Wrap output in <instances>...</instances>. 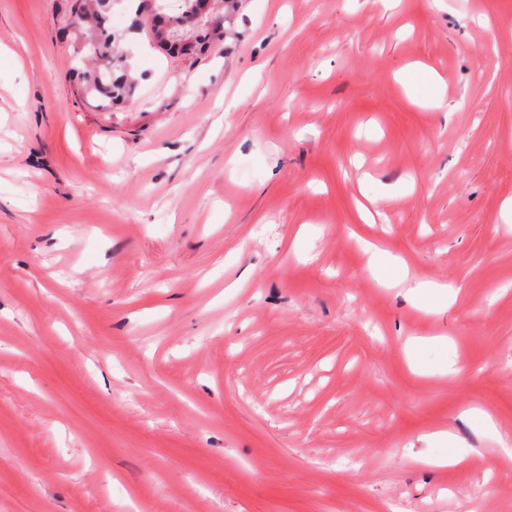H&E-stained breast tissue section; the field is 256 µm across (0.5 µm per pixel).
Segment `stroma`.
I'll use <instances>...</instances> for the list:
<instances>
[{
  "mask_svg": "<svg viewBox=\"0 0 512 512\" xmlns=\"http://www.w3.org/2000/svg\"><path fill=\"white\" fill-rule=\"evenodd\" d=\"M71 6L0 0V512H512V0H117L109 110Z\"/></svg>",
  "mask_w": 512,
  "mask_h": 512,
  "instance_id": "stroma-1",
  "label": "stroma"
}]
</instances>
